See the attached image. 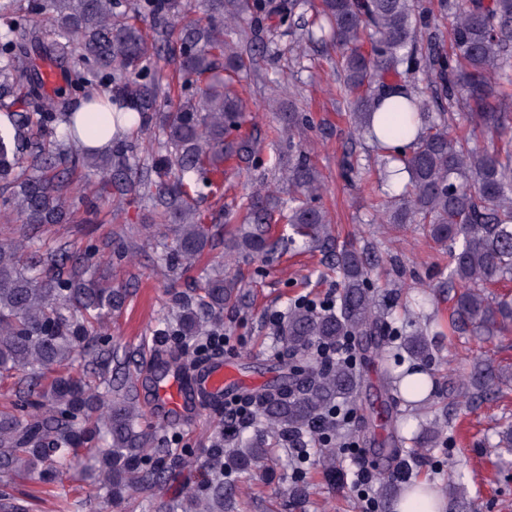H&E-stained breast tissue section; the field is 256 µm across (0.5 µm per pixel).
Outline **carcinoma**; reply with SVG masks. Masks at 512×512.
I'll list each match as a JSON object with an SVG mask.
<instances>
[{
  "instance_id": "carcinoma-1",
  "label": "carcinoma",
  "mask_w": 512,
  "mask_h": 512,
  "mask_svg": "<svg viewBox=\"0 0 512 512\" xmlns=\"http://www.w3.org/2000/svg\"><path fill=\"white\" fill-rule=\"evenodd\" d=\"M453 11L451 52L427 42L431 26L422 0H318L313 17L295 24L308 0H206L205 17L185 20L182 0H29L31 9L49 18L54 40L46 51L53 61L92 63L76 73L90 107L85 114L58 112L53 102L38 111L13 114L0 132V179L10 193L0 198L4 215L16 216V236L0 242V381L13 379L14 398L0 407V512H27L11 478L63 472L81 448L89 450L85 477L102 497L118 507L136 489L156 487L165 469L186 454L167 447L166 437L145 424L139 404V379L122 365L107 375L112 348L102 343L112 315L122 310L126 294L80 266L66 244L47 248L34 235L45 224H66L71 216V188L60 169L80 164L98 176L113 200L148 191L156 218L172 225V241L161 243L160 259L168 268L188 269L212 246L209 225L215 219L195 206L202 189L216 191L208 175L224 174V162H249L258 151L255 137L240 134L243 102L231 89V74L256 61L224 41V27L246 15L277 17L298 44L330 39L341 51L338 91L352 133L370 137L380 157L377 180L389 181L388 164L399 161L409 180L387 193L386 221L399 227L420 224L448 254L449 278L437 288L454 291L448 324L429 316L416 321L403 342L418 366L400 377L387 376L380 408L369 407L368 421L385 432L382 452L394 460L402 437L391 404L429 403L435 383L427 366L436 339L445 329H470L482 336L512 323V301L496 299L490 285L512 280V151L477 149L456 133L453 108L472 109L475 129L490 140L512 142V116L489 106L495 84L512 80V0H442ZM14 25L0 34V89L33 97L38 84L28 78L29 56L12 36ZM172 52L177 94L161 90L148 71L154 44ZM426 52H421V49ZM411 70L433 87L434 99L447 101L435 112L419 85L406 79ZM112 86V127L134 134L158 129L165 156L136 164L139 140L100 153L78 149L77 125L92 123L99 109L88 88L92 82ZM177 99L173 112H161V100ZM288 143L309 124L306 113L278 102L271 107ZM407 141L395 154V143ZM282 179L288 200L264 181L249 197L245 223L224 240L225 254L262 255L274 246L270 225L286 224L290 241L329 254L342 286L335 306L317 311L295 304L284 321L288 359L298 380L269 395L259 414L273 436L286 439L307 433L326 419V438L336 439L332 415L339 403L357 397L361 388L345 361L322 359L315 348L333 347L345 338L386 360L382 337L393 334L391 315L380 307L372 272L379 262L372 239L363 245L335 247L330 217L316 200L325 183L303 152L288 157ZM239 302L235 283L216 267L203 274L196 297L177 293L176 319H162L163 332L185 348L224 326V307ZM79 358L96 364L97 377L75 376ZM470 385L488 394L512 381V372L475 362ZM448 419H434L420 432L419 443L434 442ZM265 441L241 448L218 439L200 465L202 485L178 500L161 501L157 512H235L226 487L235 471L260 466ZM386 496H401L421 509L427 490L401 487L386 476Z\"/></svg>"
}]
</instances>
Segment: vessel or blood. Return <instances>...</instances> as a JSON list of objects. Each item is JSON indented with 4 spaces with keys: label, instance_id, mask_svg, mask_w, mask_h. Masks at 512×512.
<instances>
[{
    "label": "vessel or blood",
    "instance_id": "obj_1",
    "mask_svg": "<svg viewBox=\"0 0 512 512\" xmlns=\"http://www.w3.org/2000/svg\"><path fill=\"white\" fill-rule=\"evenodd\" d=\"M242 385V379L229 362L211 364L192 372L175 366L159 383L148 409L164 419L183 417L195 405L222 402L226 393Z\"/></svg>",
    "mask_w": 512,
    "mask_h": 512
}]
</instances>
